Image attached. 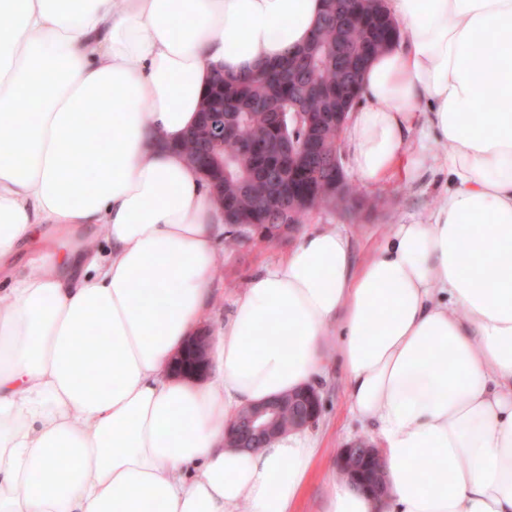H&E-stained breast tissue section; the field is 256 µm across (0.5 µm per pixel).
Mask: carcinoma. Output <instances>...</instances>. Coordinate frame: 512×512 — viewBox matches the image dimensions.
Masks as SVG:
<instances>
[{
  "mask_svg": "<svg viewBox=\"0 0 512 512\" xmlns=\"http://www.w3.org/2000/svg\"><path fill=\"white\" fill-rule=\"evenodd\" d=\"M401 37L397 23L372 15L364 0H327L325 16L304 47L306 64L294 63L298 51H289L257 72L215 83L207 101L224 111V172L207 162L198 169L222 190L224 223L238 225L224 232L225 241L242 245L254 234L269 241L288 237L282 228L288 213L271 203L276 193L307 195L317 208L336 207L330 188L336 169L326 166L312 177L307 157L295 168L288 144L302 143L304 127L280 122L278 114L294 103L303 112H334L342 89L355 109L361 101V81L355 77Z\"/></svg>",
  "mask_w": 512,
  "mask_h": 512,
  "instance_id": "cac0c4a2",
  "label": "carcinoma"
}]
</instances>
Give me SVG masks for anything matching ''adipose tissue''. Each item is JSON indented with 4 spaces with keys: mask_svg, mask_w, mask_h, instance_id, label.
I'll use <instances>...</instances> for the list:
<instances>
[{
    "mask_svg": "<svg viewBox=\"0 0 512 512\" xmlns=\"http://www.w3.org/2000/svg\"><path fill=\"white\" fill-rule=\"evenodd\" d=\"M387 7L404 39L363 74L350 169L447 189L359 264L336 225L303 232L188 381L224 215L178 145L215 74L303 48L325 2L0 0V512H299L318 440L225 429L333 349L388 495L329 473L320 512H512V0ZM211 336L204 328L194 336H189L183 348L174 356L177 368L175 374L187 380H201L209 366Z\"/></svg>",
    "mask_w": 512,
    "mask_h": 512,
    "instance_id": "ef3b65f1",
    "label": "adipose tissue"
}]
</instances>
